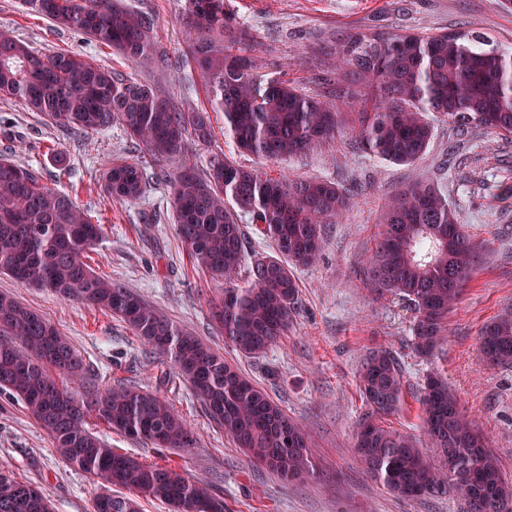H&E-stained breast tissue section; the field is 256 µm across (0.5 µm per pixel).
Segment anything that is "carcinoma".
I'll return each mask as SVG.
<instances>
[{
  "label": "carcinoma",
  "instance_id": "cac0c4a2",
  "mask_svg": "<svg viewBox=\"0 0 512 512\" xmlns=\"http://www.w3.org/2000/svg\"><path fill=\"white\" fill-rule=\"evenodd\" d=\"M186 23L205 34L181 49L208 83L212 111L236 147L265 160L300 157L334 136L336 105L280 78L256 72L251 35L237 26L227 0H188ZM28 10L60 30L106 45L131 64H168L153 35V19L122 0H24ZM340 50L353 78L380 89L373 115L361 125L362 151L410 164L426 151L437 112L456 127L470 125L512 137V47L481 35L446 32L354 33ZM0 97L13 98L51 124L86 135L115 121L156 160L174 161L155 174L170 185L173 222L198 268L226 284L216 318L224 338L257 357L286 335L295 319V270L320 257L326 224L351 197L320 178L272 177L213 155L190 162L189 145L212 140L206 112L176 109L152 85L95 64L86 54H43L0 29ZM149 175L137 162L104 166L101 191L116 201L142 197ZM270 240V255H247L241 220ZM102 225L38 173L0 154V272L18 284L79 300L124 321L144 345L170 359L205 404L210 418L238 447L286 480L312 478L318 464L305 430L262 387L206 343L138 294L96 274L85 255ZM475 245L446 197L433 186L409 189L384 205L368 279L380 299L399 297L414 310L411 348L431 357L448 334V313L462 298ZM247 266V286L234 285ZM479 348L487 363L512 365V316L485 326ZM85 378V362L37 313L0 295V391L22 401L50 435L59 457L104 486L94 512H139L158 500L168 512H224V499L165 465L120 454L87 427L96 418L132 440L181 451L195 437L173 406L134 385L92 387L77 398L69 383ZM365 411L355 449L368 473L408 499L452 495L465 512H512V479L495 451L462 412L439 376H427L420 402L424 429L438 451L431 460L408 433L388 426L402 411L401 367L388 349L371 351L359 374ZM0 512H54L49 494L0 472Z\"/></svg>",
  "mask_w": 512,
  "mask_h": 512
}]
</instances>
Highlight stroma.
<instances>
[{
    "label": "stroma",
    "mask_w": 512,
    "mask_h": 512,
    "mask_svg": "<svg viewBox=\"0 0 512 512\" xmlns=\"http://www.w3.org/2000/svg\"><path fill=\"white\" fill-rule=\"evenodd\" d=\"M22 0H0V26L35 50L84 52L94 63L151 83L170 102L210 113L213 139L193 145L198 166L224 152L239 165L290 179L320 177L338 184L352 206L327 226L318 262L295 272L296 321L265 354L247 358L225 343L211 308L224 292L193 262L172 222L169 185H150L143 198L122 203L104 198L97 178L115 158L158 163L133 144L121 124L92 136L51 126L18 101L0 99V151L35 169L48 186L68 195L103 226L89 263L97 274L129 288L178 327L199 336L262 386L310 434L320 470L316 478L285 480L250 461L208 415L203 402L168 358L154 354L119 318L49 292L18 285L0 274V293L30 307L67 336L84 358L86 383L133 384L170 402L196 435L188 452L157 450L97 420L88 427L122 453L166 464L224 498L225 512H465L454 497L402 499L362 466L354 437L364 405L358 375L366 354L393 352L402 365L405 405L394 428L430 443L423 428L420 390L427 374L440 372L461 407L488 437L512 477V368L486 364L479 351L485 324L512 311V138L477 127L460 130L426 113L432 136L416 162L397 165L356 145L361 115L375 88L353 81L337 53L356 32H480L512 46V0H229L236 21L253 35L260 74L291 81L302 92L335 101L342 122L333 138L308 155L269 162L239 153L224 132V115L210 112L207 84L183 63L179 51L195 36L185 22L187 0H127L154 20V37L170 53L160 69L131 65L122 56L47 20L28 14ZM431 184L447 196L460 224L479 246L462 302L448 316V339L434 358L410 346L413 313L399 300H373L366 271L380 211L407 189ZM45 489L54 512H94L101 486L67 465L25 405L0 393V471Z\"/></svg>",
    "instance_id": "35a3bbf8"
}]
</instances>
